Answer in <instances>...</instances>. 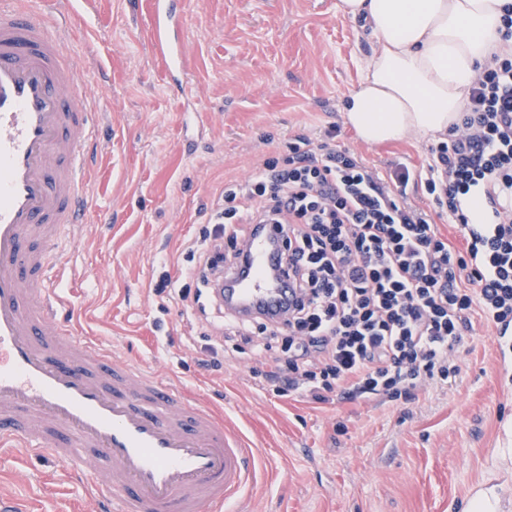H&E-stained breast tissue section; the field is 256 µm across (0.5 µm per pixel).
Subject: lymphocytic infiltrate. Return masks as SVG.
Instances as JSON below:
<instances>
[{
    "instance_id": "f902f5d3",
    "label": "lymphocytic infiltrate",
    "mask_w": 512,
    "mask_h": 512,
    "mask_svg": "<svg viewBox=\"0 0 512 512\" xmlns=\"http://www.w3.org/2000/svg\"><path fill=\"white\" fill-rule=\"evenodd\" d=\"M338 133L331 125L319 142L296 137L287 166L265 160L246 180L226 181L208 227L184 248L187 284L166 276L157 290L205 311L253 225H275L292 303L276 320L226 317L202 367L220 368L227 341L231 354L263 355L251 375L278 396L409 401L458 375L453 352L473 316L512 328V206L498 201L512 196V56L481 69L462 124L430 146L426 169L398 163L379 174L337 146ZM412 183L424 185L433 212L407 202ZM481 184L492 221L473 224L460 199ZM436 213L459 225L464 250L439 232Z\"/></svg>"
}]
</instances>
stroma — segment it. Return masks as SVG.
Segmentation results:
<instances>
[{
  "label": "stroma",
  "instance_id": "obj_1",
  "mask_svg": "<svg viewBox=\"0 0 512 512\" xmlns=\"http://www.w3.org/2000/svg\"><path fill=\"white\" fill-rule=\"evenodd\" d=\"M337 0H186L193 133L163 82L146 8L98 0L76 12L71 43L91 57L92 108L100 112L92 206L62 238L61 294L79 336L160 371L260 449L242 512H463L486 480L512 512V383H503L494 326L474 319L456 347L452 385L406 403L315 404L281 398L251 378V360L201 370L204 324L157 292L179 278L185 242L199 237L224 183L254 163H286L288 144L329 125L379 172L427 165L430 138L370 147L344 126L342 109L376 43ZM62 464L0 452V490L33 512H93L91 487L65 480Z\"/></svg>",
  "mask_w": 512,
  "mask_h": 512
}]
</instances>
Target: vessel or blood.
<instances>
[{"mask_svg":"<svg viewBox=\"0 0 512 512\" xmlns=\"http://www.w3.org/2000/svg\"><path fill=\"white\" fill-rule=\"evenodd\" d=\"M184 0H149L167 86L184 92ZM68 18L0 0V446L63 463L97 512H219L253 476L255 449L174 384L77 336L50 280L61 234L89 208L96 135L85 60ZM278 234L259 226L225 273L237 303L267 317L288 299Z\"/></svg>","mask_w":512,"mask_h":512,"instance_id":"obj_1","label":"vessel or blood"}]
</instances>
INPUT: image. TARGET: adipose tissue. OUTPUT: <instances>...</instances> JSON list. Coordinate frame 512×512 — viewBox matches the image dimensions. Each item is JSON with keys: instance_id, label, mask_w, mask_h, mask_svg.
Instances as JSON below:
<instances>
[{"instance_id": "adipose-tissue-1", "label": "adipose tissue", "mask_w": 512, "mask_h": 512, "mask_svg": "<svg viewBox=\"0 0 512 512\" xmlns=\"http://www.w3.org/2000/svg\"><path fill=\"white\" fill-rule=\"evenodd\" d=\"M506 0H339L379 49L344 109L368 145L440 137L460 125L471 81L493 56L512 54L497 21Z\"/></svg>"}]
</instances>
